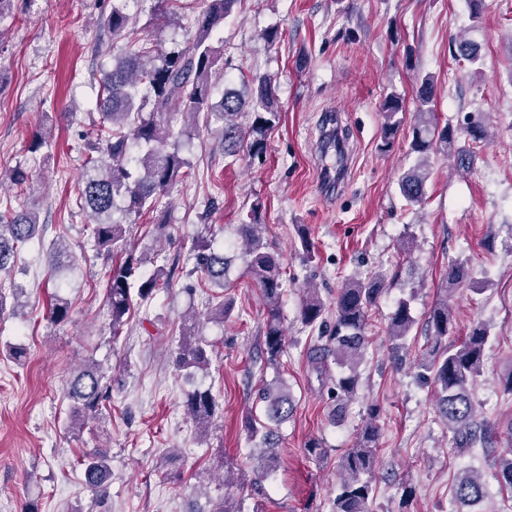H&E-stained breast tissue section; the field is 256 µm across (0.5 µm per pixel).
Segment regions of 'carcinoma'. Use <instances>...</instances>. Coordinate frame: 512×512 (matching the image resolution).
<instances>
[{"label":"carcinoma","mask_w":512,"mask_h":512,"mask_svg":"<svg viewBox=\"0 0 512 512\" xmlns=\"http://www.w3.org/2000/svg\"><path fill=\"white\" fill-rule=\"evenodd\" d=\"M205 9L193 22V31L187 45L169 52L145 44H138L134 29L129 27V16L124 8L112 4V11L104 25L112 36H122L128 51L112 68L99 72L97 81L102 95L100 125L108 134L87 142L88 155L84 162L80 206L90 209V235L99 252L112 254L125 241V227L113 218L141 217L154 210L158 199L167 194L182 176L187 162L180 156L179 147L168 148L174 136L172 120L182 116L198 125L220 124L224 155L236 156L245 150L258 157L266 150L268 131L279 120L275 84L268 75H259L248 81L249 89L224 91L217 102L212 101L210 77L216 62L212 48L213 31L224 26V19L234 12L240 0H206ZM454 57L474 66L479 62L477 46L464 37L455 40ZM417 93L423 108L415 114L412 149L420 155L419 161L399 181L403 198L410 204L420 202L430 176L428 156L435 150L452 149L461 137L474 142L486 139V128L480 122L462 127L438 125L432 110L424 105L433 100L435 89L428 77L421 79ZM149 111H144L145 107ZM250 109L254 120L249 125L238 121L245 109ZM403 111L401 98L393 94L383 106L384 123L381 126L383 145L393 144L400 126L398 114ZM260 202L252 204L250 222L240 225V236L245 239L248 271L258 283L265 305L267 319L264 326V346L267 362L275 364L286 349V334L282 315L285 293L281 279L282 255L268 249L259 234L257 216ZM39 229L35 213L8 208L0 211V272L10 268L18 247L35 237ZM193 270L203 273L208 281L220 288L225 286L231 260L224 251L213 246L207 238H196L192 246ZM49 268L57 272L70 266L72 256L65 245L56 241L46 250ZM141 262L129 254L124 261L111 268L106 280V299L112 318V331H119L127 322L133 306L151 301L166 287L167 273L159 267L149 274H140ZM470 280V270L461 262L448 270V289L431 309L426 327L429 337L427 354L419 366L432 379L436 388V410L439 419L452 433L455 449L464 453L489 437L486 424L476 419L471 386L481 375L485 346L489 341L487 329L477 326L458 343L448 342L455 329L452 307L448 298L458 287ZM385 289L380 276L349 278L339 288L335 300L326 303L315 288L304 289L299 308L301 323L310 328L326 329V343L308 350L307 360L319 375H330L329 361H334L340 372L334 377L333 393L340 405L354 399L361 380L360 367L366 355V329L369 312L376 306ZM70 306L61 298L54 299L49 317L55 322L69 319ZM415 324L410 301L401 300L395 307L388 325V337L394 360L399 362V351ZM171 357L176 368L192 373L210 365V344L202 336L184 334ZM69 401V423L73 429L83 427L96 417L106 401L112 398V377L96 363L75 371L66 386ZM263 403L261 415L247 419L250 438L266 453L257 457L253 470L254 483H261L272 471L278 447L279 426L292 415L294 403L285 382L267 386L259 393ZM188 416L198 430L204 432L215 415L216 399L209 389H195L186 394ZM377 408H368V418L355 444L339 461L340 481L332 502V512H368L376 477L379 427ZM83 479L93 495L91 508L100 512L109 497L111 467L104 453L95 450L82 459ZM497 480L512 488V451L500 456L495 464ZM454 496L463 512L475 507L485 496V483L479 472L464 470L457 474Z\"/></svg>","instance_id":"1"}]
</instances>
